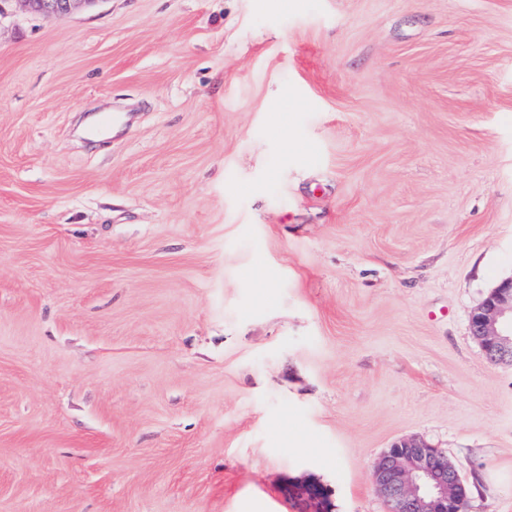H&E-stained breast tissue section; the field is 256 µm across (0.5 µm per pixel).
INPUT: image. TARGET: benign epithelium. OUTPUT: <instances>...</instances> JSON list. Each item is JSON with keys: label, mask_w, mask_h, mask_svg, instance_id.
Here are the masks:
<instances>
[{"label": "benign epithelium", "mask_w": 512, "mask_h": 512, "mask_svg": "<svg viewBox=\"0 0 512 512\" xmlns=\"http://www.w3.org/2000/svg\"><path fill=\"white\" fill-rule=\"evenodd\" d=\"M47 19L91 0H25ZM472 336L491 363H512V276L500 281L469 316ZM373 480L388 512H459L465 485L438 449L412 437L395 442L376 462Z\"/></svg>", "instance_id": "benign-epithelium-1"}]
</instances>
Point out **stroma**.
Returning a JSON list of instances; mask_svg holds the SVG:
<instances>
[{"mask_svg": "<svg viewBox=\"0 0 512 512\" xmlns=\"http://www.w3.org/2000/svg\"><path fill=\"white\" fill-rule=\"evenodd\" d=\"M510 275L512 0H0V512H512ZM28 6L47 19L67 14L80 5L94 0H24ZM472 336L491 363H512V276L500 281L469 316ZM373 480L388 512H459L466 497L448 458L416 437L395 442L376 462Z\"/></svg>", "mask_w": 512, "mask_h": 512, "instance_id": "35a3bbf8", "label": "stroma"}]
</instances>
